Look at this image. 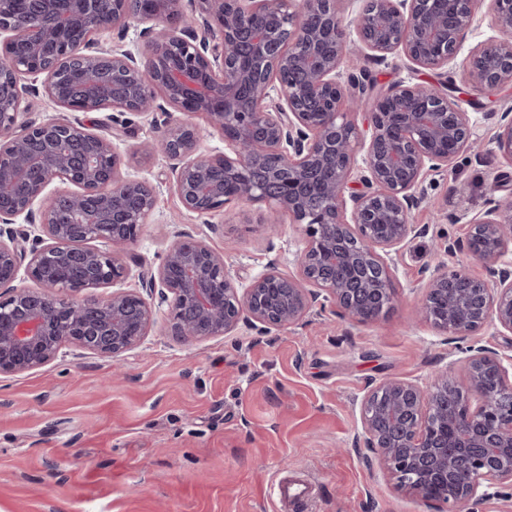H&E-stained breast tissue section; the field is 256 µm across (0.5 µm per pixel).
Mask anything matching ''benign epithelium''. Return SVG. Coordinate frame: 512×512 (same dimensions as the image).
Wrapping results in <instances>:
<instances>
[{
  "mask_svg": "<svg viewBox=\"0 0 512 512\" xmlns=\"http://www.w3.org/2000/svg\"><path fill=\"white\" fill-rule=\"evenodd\" d=\"M483 2L363 0L348 20L339 0H0V377L42 368L66 345L115 359L156 321L151 301L122 284L142 232L132 216L152 214L157 188L124 177L112 140L80 122L26 119V77L44 76L46 95L72 112L152 116L157 135L133 157L170 162L186 212L207 218L232 202H263L303 228L299 273L271 266L244 287L224 254L177 233L145 282L169 303L171 335L191 343L241 325L286 329L321 299L367 324L393 302L395 257L425 232L409 220L424 176L481 143L455 83L367 88L357 61L400 51L418 68L445 69ZM489 2L509 40L472 49L465 84L475 89L512 86V0ZM151 20L163 28L144 31L139 55L96 40ZM351 112L367 115L368 130ZM495 116L494 152L512 162V107L485 113ZM215 133L229 152L202 153ZM56 180L74 189L35 212ZM21 218L37 232L15 231ZM475 236L490 244L475 256L485 275L435 273L418 308L455 343L489 322L512 334L511 197L490 198L448 249L469 253ZM22 273L38 287L15 285ZM110 285V296L72 299ZM464 353L429 387L368 385L353 440L396 487L459 509L491 485L512 486V354Z\"/></svg>",
  "mask_w": 512,
  "mask_h": 512,
  "instance_id": "1",
  "label": "benign epithelium"
}]
</instances>
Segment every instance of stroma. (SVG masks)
Masks as SVG:
<instances>
[{"instance_id":"stroma-1","label":"stroma","mask_w":512,"mask_h":512,"mask_svg":"<svg viewBox=\"0 0 512 512\" xmlns=\"http://www.w3.org/2000/svg\"><path fill=\"white\" fill-rule=\"evenodd\" d=\"M361 66L379 88L443 80L400 53ZM460 105L484 149L421 183L426 200L410 221L428 232L401 250L395 301L375 323L317 306L285 330L243 326L221 339L184 343L160 316L117 359L67 346L45 367L1 377L0 512H448V505L433 508L394 489L364 465L352 441L368 383L399 377L424 385L462 356L446 333L416 320L414 309L424 277L483 271L447 245L467 237L489 197L512 196V164L492 150L491 118L512 106V88L471 90ZM78 118L129 158L125 175L160 188L126 256L129 286L156 272L179 231L223 252L241 282L272 264L296 272L305 240L288 218L268 228V205L248 202L205 220L191 216L162 158L133 160L154 135L150 117L103 109ZM279 476L306 481L310 498L279 502L272 493Z\"/></svg>"}]
</instances>
